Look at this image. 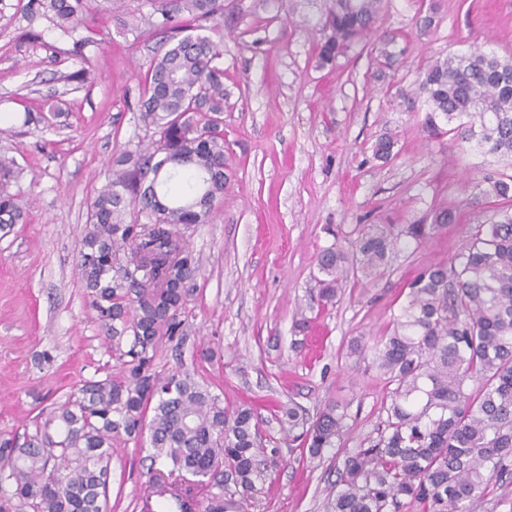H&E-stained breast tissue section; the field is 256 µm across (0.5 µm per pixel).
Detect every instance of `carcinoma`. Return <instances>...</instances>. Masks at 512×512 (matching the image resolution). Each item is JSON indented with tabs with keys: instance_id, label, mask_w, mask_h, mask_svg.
<instances>
[{
	"instance_id": "carcinoma-1",
	"label": "carcinoma",
	"mask_w": 512,
	"mask_h": 512,
	"mask_svg": "<svg viewBox=\"0 0 512 512\" xmlns=\"http://www.w3.org/2000/svg\"><path fill=\"white\" fill-rule=\"evenodd\" d=\"M107 13L136 27L125 0H102ZM65 35L87 28L97 0H41ZM160 36L157 57L136 103L143 137L126 145L90 203L77 267L121 376L83 381L79 394L53 408L28 441L0 440V512H103L113 445L153 448L150 481L180 497L199 489L203 512H244L260 493L278 449L263 447L259 418L229 407L188 373L153 369L163 339L179 334L186 284L198 265L181 244L182 230L204 224L224 197L231 174L224 159V0H151ZM384 0H333L318 46L323 63L378 31ZM396 36L379 35V65L390 66ZM429 108L423 128L452 134L483 153L512 160V56L473 51L437 59L415 91ZM384 134L375 156L392 158ZM23 168L0 160V229L23 222L12 192ZM469 199L501 203L477 224L449 263L423 269L408 285L401 312L368 347L385 387L386 419L368 446L345 456L332 489L331 512H470L492 481L512 474V173L485 177ZM457 220L446 205L428 224L401 234L415 246ZM399 236L371 224L358 231L353 257L336 247L317 256L318 285L309 310L336 303L348 271L368 283L390 268ZM477 381L476 391L469 382ZM348 405L334 400L310 419L282 409L310 457L340 448ZM152 415H147V412Z\"/></svg>"
}]
</instances>
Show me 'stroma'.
<instances>
[{
  "label": "stroma",
  "instance_id": "stroma-1",
  "mask_svg": "<svg viewBox=\"0 0 512 512\" xmlns=\"http://www.w3.org/2000/svg\"><path fill=\"white\" fill-rule=\"evenodd\" d=\"M331 0H234L225 17L224 154L232 173L223 202L183 240L199 272L187 286L183 331L163 340L155 369L191 375L224 404L251 406L276 467L247 512H330L337 463L302 455L276 413H307L334 399L347 404L344 446L376 437L384 389L369 360L347 352L373 340L404 302L423 268L451 260L491 205L465 198L504 170L485 155L422 126L415 97L433 61L481 47L512 54V0H387L381 26L406 54L380 69L366 38L323 64L320 20ZM436 5L435 25L420 11ZM67 37L35 0H0V158L24 169L17 189L27 221L0 230V438L34 433L41 411L66 401L81 382L118 372L75 269L91 199L113 156L137 142L139 81L157 38L121 31L97 13ZM87 69L91 80L72 81ZM54 113L48 128L24 126V111ZM396 134L394 157L373 155L382 132ZM459 214L447 233L397 252L376 284L348 279L338 302L306 312L316 259L337 246L352 252L365 224L402 229L429 223L433 206ZM151 448L118 443L104 512H139Z\"/></svg>",
  "mask_w": 512,
  "mask_h": 512
}]
</instances>
